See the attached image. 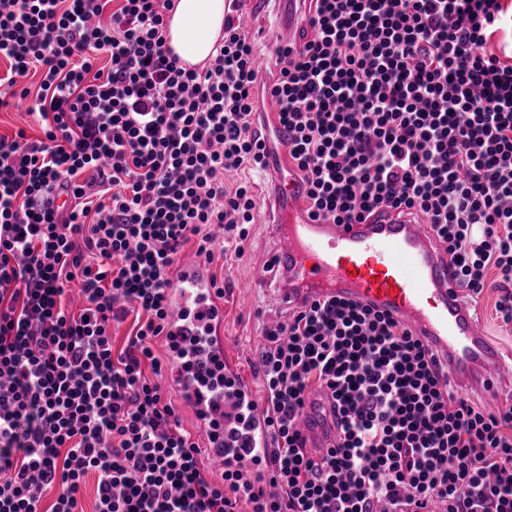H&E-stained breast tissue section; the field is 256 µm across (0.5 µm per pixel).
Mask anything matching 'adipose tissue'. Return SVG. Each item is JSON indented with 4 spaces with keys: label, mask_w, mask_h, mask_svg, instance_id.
I'll return each instance as SVG.
<instances>
[{
    "label": "adipose tissue",
    "mask_w": 512,
    "mask_h": 512,
    "mask_svg": "<svg viewBox=\"0 0 512 512\" xmlns=\"http://www.w3.org/2000/svg\"><path fill=\"white\" fill-rule=\"evenodd\" d=\"M224 0H175L167 21L168 43L182 62L202 64L224 30Z\"/></svg>",
    "instance_id": "obj_1"
}]
</instances>
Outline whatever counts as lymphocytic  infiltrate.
Instances as JSON below:
<instances>
[{"instance_id":"obj_1","label":"lymphocytic infiltrate","mask_w":512,"mask_h":512,"mask_svg":"<svg viewBox=\"0 0 512 512\" xmlns=\"http://www.w3.org/2000/svg\"><path fill=\"white\" fill-rule=\"evenodd\" d=\"M109 2L0 0V107L31 100L45 123L37 140L0 136V512H79L91 474L96 512H512V398L491 412L460 396L390 313L334 297L263 324L273 445L252 449L256 479L238 459L209 479L153 350L182 248L208 266L242 257L256 201L241 174L278 149L311 217L353 224L384 206L426 224L458 286L476 302L492 291L512 326V62L489 50L512 6L309 0L302 44L275 47L267 85L239 0L195 68L167 44L173 0ZM33 70L38 88L20 86ZM319 394L338 440L315 456L297 417Z\"/></svg>"}]
</instances>
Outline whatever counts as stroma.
<instances>
[{
	"mask_svg": "<svg viewBox=\"0 0 512 512\" xmlns=\"http://www.w3.org/2000/svg\"><path fill=\"white\" fill-rule=\"evenodd\" d=\"M245 11L252 14L251 31L255 36V52L260 62L259 78L270 82L277 73L273 51L280 40L282 17L272 6L261 0H249ZM256 195L255 222L240 258L228 262H215L209 270L226 284L224 293V336L229 355L234 360L242 383L252 387L256 400H263L264 391L254 362L261 346V326L264 320L286 316V308L271 303L265 291L245 289L253 271L269 259L273 250L271 221L274 209L271 205L272 186L265 173L248 176Z\"/></svg>",
	"mask_w": 512,
	"mask_h": 512,
	"instance_id": "obj_1",
	"label": "stroma"
}]
</instances>
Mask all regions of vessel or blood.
Listing matches in <instances>:
<instances>
[{
	"label": "vessel or blood",
	"instance_id": "1",
	"mask_svg": "<svg viewBox=\"0 0 512 512\" xmlns=\"http://www.w3.org/2000/svg\"><path fill=\"white\" fill-rule=\"evenodd\" d=\"M282 197L272 223L271 265L250 279L279 306L309 298L358 299L392 314L422 337L449 369L461 392L488 398L512 391V346L494 341L482 327L475 304L466 299L448 265L445 248L426 225L380 208L356 224H323L304 210L305 187L288 165L268 169ZM224 305L215 297L210 274L193 258H182L169 292L166 349L169 380L202 424L233 426L242 408L250 410L249 436L256 448L271 439L265 414L250 386L235 384L232 396L205 382L207 371L234 372L224 360ZM300 432L315 447L333 441L313 409L298 418Z\"/></svg>",
	"mask_w": 512,
	"mask_h": 512
}]
</instances>
